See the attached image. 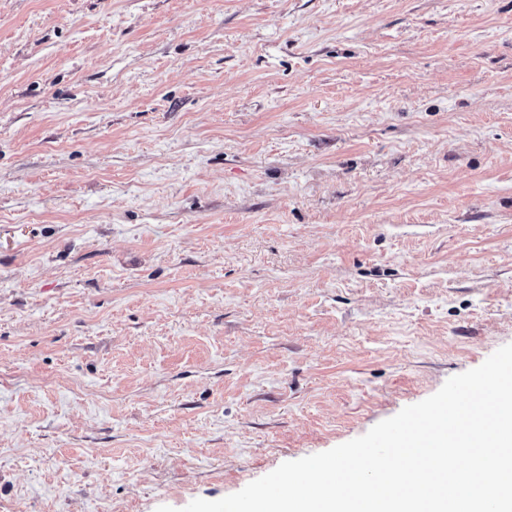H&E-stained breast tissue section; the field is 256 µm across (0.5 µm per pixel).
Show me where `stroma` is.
I'll return each mask as SVG.
<instances>
[{
    "label": "stroma",
    "mask_w": 512,
    "mask_h": 512,
    "mask_svg": "<svg viewBox=\"0 0 512 512\" xmlns=\"http://www.w3.org/2000/svg\"><path fill=\"white\" fill-rule=\"evenodd\" d=\"M512 343V0H0V512H155Z\"/></svg>",
    "instance_id": "stroma-1"
}]
</instances>
